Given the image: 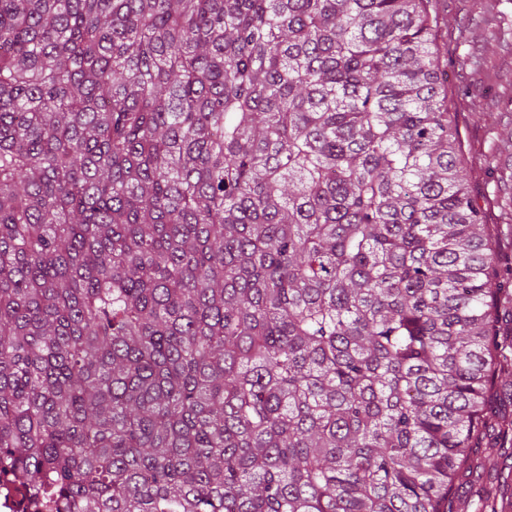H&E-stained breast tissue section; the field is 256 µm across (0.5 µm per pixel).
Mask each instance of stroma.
I'll use <instances>...</instances> for the list:
<instances>
[{
	"label": "stroma",
	"instance_id": "35a3bbf8",
	"mask_svg": "<svg viewBox=\"0 0 512 512\" xmlns=\"http://www.w3.org/2000/svg\"><path fill=\"white\" fill-rule=\"evenodd\" d=\"M448 25L450 119L471 173L470 192L499 232L500 284L512 292V0H438ZM480 110H473V103ZM450 496V512H477L487 489L512 474V434Z\"/></svg>",
	"mask_w": 512,
	"mask_h": 512
}]
</instances>
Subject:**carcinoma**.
<instances>
[{"instance_id": "carcinoma-1", "label": "carcinoma", "mask_w": 512, "mask_h": 512, "mask_svg": "<svg viewBox=\"0 0 512 512\" xmlns=\"http://www.w3.org/2000/svg\"><path fill=\"white\" fill-rule=\"evenodd\" d=\"M460 153L433 0H0V487L448 512L512 431Z\"/></svg>"}]
</instances>
